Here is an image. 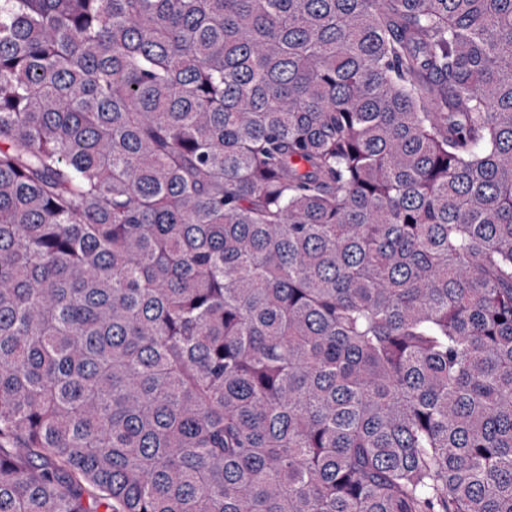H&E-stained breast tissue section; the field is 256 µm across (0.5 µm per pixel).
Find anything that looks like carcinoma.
<instances>
[{"label": "carcinoma", "instance_id": "carcinoma-1", "mask_svg": "<svg viewBox=\"0 0 512 512\" xmlns=\"http://www.w3.org/2000/svg\"><path fill=\"white\" fill-rule=\"evenodd\" d=\"M0 512H512V0H0Z\"/></svg>", "mask_w": 512, "mask_h": 512}]
</instances>
